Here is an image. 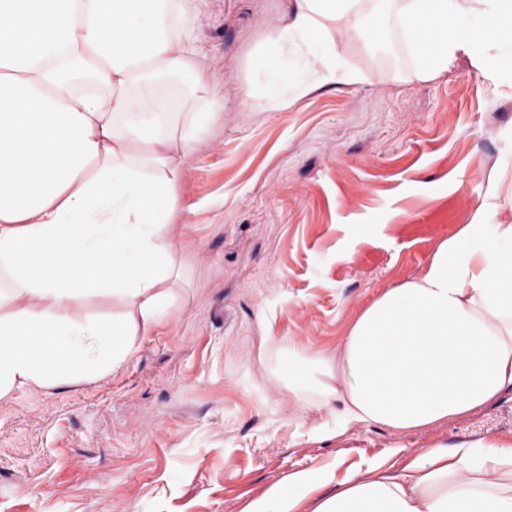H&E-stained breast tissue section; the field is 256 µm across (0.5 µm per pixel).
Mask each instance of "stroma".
<instances>
[{
    "instance_id": "35a3bbf8",
    "label": "stroma",
    "mask_w": 512,
    "mask_h": 512,
    "mask_svg": "<svg viewBox=\"0 0 512 512\" xmlns=\"http://www.w3.org/2000/svg\"><path fill=\"white\" fill-rule=\"evenodd\" d=\"M294 7L174 0L194 52L166 145L180 170L170 313L94 381L0 397V512H245L300 470L341 478L437 444L512 438V393L420 430L340 432L314 391L320 354L424 273L489 181L488 223L512 224V43L494 51L498 84L464 55L421 77L395 13L378 14L384 46L343 32L315 42L358 82L310 91L277 41ZM269 98L281 108L252 111ZM292 363L307 378L298 389Z\"/></svg>"
}]
</instances>
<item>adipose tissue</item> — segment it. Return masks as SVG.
<instances>
[{
  "label": "adipose tissue",
  "instance_id": "adipose-tissue-1",
  "mask_svg": "<svg viewBox=\"0 0 512 512\" xmlns=\"http://www.w3.org/2000/svg\"><path fill=\"white\" fill-rule=\"evenodd\" d=\"M363 0H296L279 30L317 82L355 81L315 38L353 18L373 38ZM146 0H0V397L58 379L91 378L124 360L137 336L166 317L176 235L168 216L179 169L155 99L134 92L153 60L182 71L188 35H159ZM481 13L483 29L452 20ZM400 25L421 74L468 56L487 80L495 42L512 37V0H402ZM138 142L154 143L146 155ZM153 168L152 179L141 175ZM105 297L106 319L75 308ZM318 394L336 427L354 422L421 429L512 391V224L484 209L443 241L422 277L384 292L322 356ZM248 512H512V440L430 449L391 470L371 462L345 478L298 471ZM335 485L304 501L296 488Z\"/></svg>",
  "mask_w": 512,
  "mask_h": 512
}]
</instances>
